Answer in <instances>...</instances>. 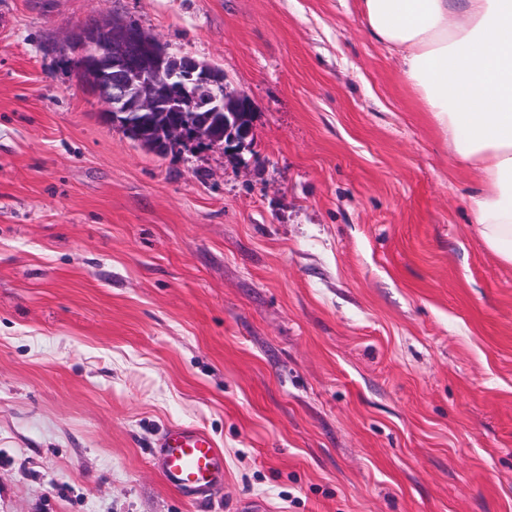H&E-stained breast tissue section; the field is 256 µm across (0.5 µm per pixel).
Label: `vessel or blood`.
<instances>
[{
    "label": "vessel or blood",
    "instance_id": "obj_1",
    "mask_svg": "<svg viewBox=\"0 0 512 512\" xmlns=\"http://www.w3.org/2000/svg\"><path fill=\"white\" fill-rule=\"evenodd\" d=\"M153 464L174 490L195 501H205L224 479V457L198 428L183 425L161 438Z\"/></svg>",
    "mask_w": 512,
    "mask_h": 512
}]
</instances>
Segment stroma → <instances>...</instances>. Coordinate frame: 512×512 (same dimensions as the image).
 Listing matches in <instances>:
<instances>
[{
    "instance_id": "35a3bbf8",
    "label": "stroma",
    "mask_w": 512,
    "mask_h": 512,
    "mask_svg": "<svg viewBox=\"0 0 512 512\" xmlns=\"http://www.w3.org/2000/svg\"><path fill=\"white\" fill-rule=\"evenodd\" d=\"M0 512H512V267L354 0H5ZM130 22L224 76L242 150L158 154L73 66ZM224 453L208 503L151 462ZM153 465L174 490L205 501L224 480V456L213 441L190 425L169 429L153 454Z\"/></svg>"
}]
</instances>
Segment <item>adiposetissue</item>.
Segmentation results:
<instances>
[{
  "instance_id": "adipose-tissue-1",
  "label": "adipose tissue",
  "mask_w": 512,
  "mask_h": 512,
  "mask_svg": "<svg viewBox=\"0 0 512 512\" xmlns=\"http://www.w3.org/2000/svg\"><path fill=\"white\" fill-rule=\"evenodd\" d=\"M358 11L451 158L477 173L471 222L512 265V0H358Z\"/></svg>"
}]
</instances>
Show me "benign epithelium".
Masks as SVG:
<instances>
[{
  "instance_id": "7a95c632",
  "label": "benign epithelium",
  "mask_w": 512,
  "mask_h": 512,
  "mask_svg": "<svg viewBox=\"0 0 512 512\" xmlns=\"http://www.w3.org/2000/svg\"><path fill=\"white\" fill-rule=\"evenodd\" d=\"M87 56L83 67L90 75L93 92L112 122L125 128L136 124L138 112H222L229 94L209 89L211 79L194 58H182L181 67L171 85L157 83L155 74L163 53L158 40L127 26L112 24L90 29L83 36ZM251 111L247 98H232L231 117L239 127L226 147H240L250 137L246 124ZM170 141L203 138L200 125L185 120H169Z\"/></svg>"
}]
</instances>
